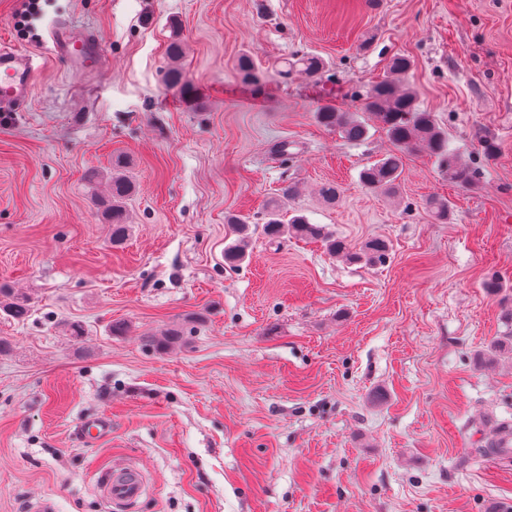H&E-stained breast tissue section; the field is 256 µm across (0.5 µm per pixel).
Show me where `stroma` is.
<instances>
[{"label": "stroma", "mask_w": 512, "mask_h": 512, "mask_svg": "<svg viewBox=\"0 0 512 512\" xmlns=\"http://www.w3.org/2000/svg\"><path fill=\"white\" fill-rule=\"evenodd\" d=\"M20 4L0 0V42L40 67L0 118V284L32 310H0V512H111L96 478L117 461L147 476L136 512H512V460L482 452L512 425V350L488 353L512 336V0H40L22 31ZM59 23L98 36L103 62L55 58ZM301 55L319 77L284 74ZM396 56L475 188L413 154L394 192L368 190L393 143L317 123L363 113ZM116 174L133 184L120 245ZM289 183L352 250L385 240V263L266 237ZM230 214L249 220L235 264ZM100 416L112 436L89 443L78 427ZM130 183L122 176L112 177V242L122 243L129 235V224H126V215L120 205L123 198L130 192Z\"/></svg>", "instance_id": "obj_1"}]
</instances>
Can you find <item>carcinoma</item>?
<instances>
[{"mask_svg":"<svg viewBox=\"0 0 512 512\" xmlns=\"http://www.w3.org/2000/svg\"><path fill=\"white\" fill-rule=\"evenodd\" d=\"M410 69V61L405 57H395L390 64V75L377 82L370 90L365 103L368 119L361 120L349 112L335 108L322 107L316 112L317 122L327 128H333L348 141L364 140L369 134V126L374 124L383 130L397 152L386 155L361 170L359 178L362 185L372 191L388 192L395 188L402 172V155L426 153L435 158L441 172L448 181L458 187L473 188L476 185L474 171L464 163L457 151L448 143V136L439 127L433 113L418 105L415 95L399 84L398 76ZM298 70L310 77L321 74L324 62L315 56L303 55L287 63L283 73ZM131 185L123 177H112V242L121 243L129 235V225L121 208V201L130 192ZM295 186L281 189V198L271 203L265 213L262 225L263 233L272 238L284 235L320 241L326 251L333 256H342L348 260L361 258L369 264H381L388 256L389 244L382 239L365 243L361 251L353 252L341 239L329 233L325 226L312 224L302 214L286 218L288 204L295 199ZM228 223L237 234V240L224 250V259L234 263L244 256L247 221L231 217ZM0 297L9 299L4 305L10 315L17 320L29 316L27 299L14 296L6 285H0Z\"/></svg>","mask_w":512,"mask_h":512,"instance_id":"cac0c4a2","label":"carcinoma"}]
</instances>
